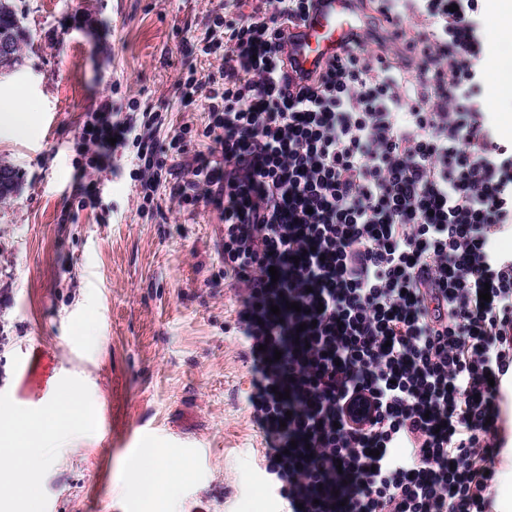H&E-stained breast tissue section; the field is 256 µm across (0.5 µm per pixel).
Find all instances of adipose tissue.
<instances>
[{"instance_id":"1","label":"adipose tissue","mask_w":512,"mask_h":512,"mask_svg":"<svg viewBox=\"0 0 512 512\" xmlns=\"http://www.w3.org/2000/svg\"><path fill=\"white\" fill-rule=\"evenodd\" d=\"M84 412L85 407L78 400L55 398L49 401L44 415L21 414L14 417L4 430L11 446L13 469L39 475L59 432L78 429ZM134 475L138 486L150 489L144 498L145 506L149 507L154 501V491L162 485L176 482L179 471L165 452L157 451L140 460Z\"/></svg>"}]
</instances>
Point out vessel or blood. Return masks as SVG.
<instances>
[{
    "label": "vessel or blood",
    "instance_id": "obj_1",
    "mask_svg": "<svg viewBox=\"0 0 512 512\" xmlns=\"http://www.w3.org/2000/svg\"><path fill=\"white\" fill-rule=\"evenodd\" d=\"M351 0H318L300 27L295 56L301 68L313 71L344 45L358 19Z\"/></svg>",
    "mask_w": 512,
    "mask_h": 512
}]
</instances>
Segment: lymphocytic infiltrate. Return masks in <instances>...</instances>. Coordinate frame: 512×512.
<instances>
[{"label":"lymphocytic infiltrate","instance_id":"lymphocytic-infiltrate-1","mask_svg":"<svg viewBox=\"0 0 512 512\" xmlns=\"http://www.w3.org/2000/svg\"><path fill=\"white\" fill-rule=\"evenodd\" d=\"M314 0L215 15L178 79L212 145L158 160L163 113H93L88 166L133 140L136 195L210 206L252 422L288 512H492L512 378V141L485 110L481 0H352L365 26L312 72ZM489 291L490 302L478 294Z\"/></svg>","mask_w":512,"mask_h":512}]
</instances>
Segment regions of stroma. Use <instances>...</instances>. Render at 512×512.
Wrapping results in <instances>:
<instances>
[{"instance_id":"stroma-1","label":"stroma","mask_w":512,"mask_h":512,"mask_svg":"<svg viewBox=\"0 0 512 512\" xmlns=\"http://www.w3.org/2000/svg\"><path fill=\"white\" fill-rule=\"evenodd\" d=\"M31 33L24 64L0 72L21 96L23 138L0 126V164L20 175L0 199V400L40 414L52 398L88 406L26 493L0 512H144L130 462L163 449L181 468L175 504L154 512H285L251 422L245 348L234 328L216 210L137 211L132 145L115 148L88 202L80 142L92 113L168 114L205 144L203 103L175 84L207 68L196 45L215 13L253 0H15Z\"/></svg>"}]
</instances>
